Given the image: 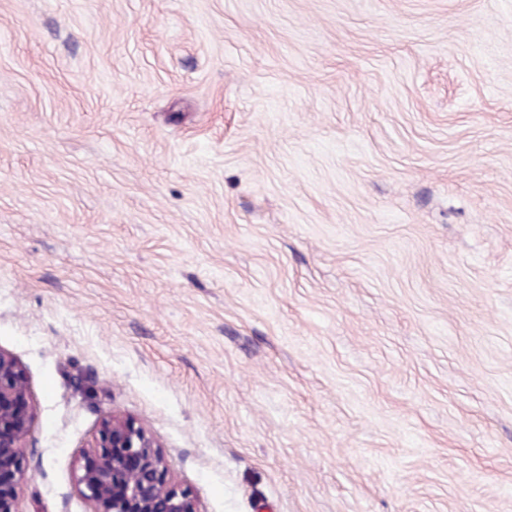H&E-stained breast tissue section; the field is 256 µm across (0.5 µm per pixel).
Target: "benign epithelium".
<instances>
[{
	"mask_svg": "<svg viewBox=\"0 0 512 512\" xmlns=\"http://www.w3.org/2000/svg\"><path fill=\"white\" fill-rule=\"evenodd\" d=\"M34 411L24 368L0 349V512H19ZM77 484L90 512H202L194 493L169 477L158 444L116 414L103 418L92 451L81 456Z\"/></svg>",
	"mask_w": 512,
	"mask_h": 512,
	"instance_id": "1",
	"label": "benign epithelium"
}]
</instances>
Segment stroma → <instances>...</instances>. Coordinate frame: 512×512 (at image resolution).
Returning a JSON list of instances; mask_svg holds the SVG:
<instances>
[{"instance_id":"obj_1","label":"stroma","mask_w":512,"mask_h":512,"mask_svg":"<svg viewBox=\"0 0 512 512\" xmlns=\"http://www.w3.org/2000/svg\"><path fill=\"white\" fill-rule=\"evenodd\" d=\"M0 349L20 512H512V0H0ZM34 411L24 368L12 353L0 349V512H20L16 489L27 478L23 457ZM77 478L89 512H202L187 487L168 475L158 444L132 420L103 418Z\"/></svg>"}]
</instances>
